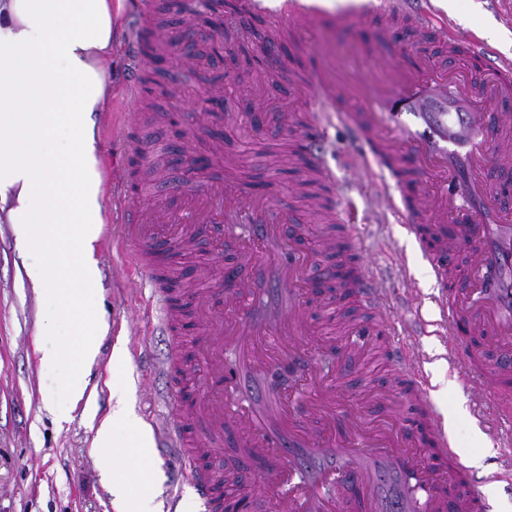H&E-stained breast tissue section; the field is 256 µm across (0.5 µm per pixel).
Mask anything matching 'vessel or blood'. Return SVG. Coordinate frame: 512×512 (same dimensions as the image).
Returning <instances> with one entry per match:
<instances>
[{
    "mask_svg": "<svg viewBox=\"0 0 512 512\" xmlns=\"http://www.w3.org/2000/svg\"><path fill=\"white\" fill-rule=\"evenodd\" d=\"M278 15L282 29L294 33L317 13L303 0H282ZM367 18L382 35L400 29L415 37L412 61L383 80L343 85L308 59L300 85L312 109L284 113L283 125L296 127L303 149L317 157L331 120H341L356 131L364 157L388 174L395 192L383 194V204L420 244L441 288L448 350L462 380L488 397L495 441L508 447L512 412L501 401L512 394V208L501 196L503 177L512 175V60L489 59L479 39L457 37L407 0H381L373 8L361 2L336 23ZM438 38L449 56H468L472 68L456 75L433 61L422 46ZM119 210L116 246L130 249L146 275L162 326L174 329L182 304L200 309L198 349L214 384L204 401L180 408L164 433L204 512H223L215 489L237 479L201 462L203 453L223 445L261 461L255 487L278 512H333L323 494L330 484L356 488L354 512H486L484 483L454 452L419 362L394 341L391 307L368 262L346 264L342 287L372 320L345 322L343 332L356 336L369 324L390 337L383 358L394 372L391 410L415 408L395 434L369 430L362 419L337 427L336 390L318 381L305 342L302 272L313 258L282 240L289 216L270 197L227 179L177 195L162 190L142 206L123 196ZM241 224L249 230L220 276L227 289H169L174 272L162 261L165 245L175 241L189 250L204 237L218 250L224 232ZM459 255L467 258L460 271L451 263ZM284 360L295 384L286 393L269 390L265 379ZM305 394L314 401L310 419L290 411Z\"/></svg>",
    "mask_w": 512,
    "mask_h": 512,
    "instance_id": "b4317fda",
    "label": "vessel or blood"
}]
</instances>
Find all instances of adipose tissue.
Instances as JSON below:
<instances>
[{"label":"adipose tissue","mask_w":512,"mask_h":512,"mask_svg":"<svg viewBox=\"0 0 512 512\" xmlns=\"http://www.w3.org/2000/svg\"><path fill=\"white\" fill-rule=\"evenodd\" d=\"M128 0H0V213L22 242L40 253L26 274L45 304L40 334L45 368H64L65 387L82 399L85 368L98 354L102 325L90 306L95 270L83 257L101 222L102 178L94 114L112 99V41ZM82 260L80 283L59 255ZM69 338L58 336L61 321ZM112 413L98 427L102 477L117 502L144 480L151 435L129 408L127 390L112 388ZM133 434L137 468L117 464L112 434Z\"/></svg>","instance_id":"adipose-tissue-1"}]
</instances>
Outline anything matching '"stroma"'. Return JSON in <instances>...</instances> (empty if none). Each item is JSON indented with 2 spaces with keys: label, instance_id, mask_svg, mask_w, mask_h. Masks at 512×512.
I'll return each mask as SVG.
<instances>
[{
  "label": "stroma",
  "instance_id": "obj_1",
  "mask_svg": "<svg viewBox=\"0 0 512 512\" xmlns=\"http://www.w3.org/2000/svg\"><path fill=\"white\" fill-rule=\"evenodd\" d=\"M262 2L253 18L234 25L225 12L197 2L186 10L178 0H143L151 17L150 36L164 44L165 52L139 72L127 50L133 14L123 16L112 49L110 110L96 118L103 222L85 257L98 271L92 300L107 328L87 368L88 399L73 400L62 372L40 362L43 302L24 274L25 264L37 256L25 251L12 225L0 220V512H117L93 447L96 427L112 412L113 382L125 384L130 407L154 432L178 403L162 363L175 351L184 364L198 360L190 330L171 335L158 320L147 318L149 287L134 275L127 254L113 246L114 201L122 192L157 185L177 190L233 174L248 189L267 192L284 206L295 219L292 231L316 224V217L289 192L303 166L298 139L260 133L264 121L255 118L248 99L265 94L289 111H301L304 102L288 85L290 73L302 66L300 47L320 60L342 51L356 75L367 78L384 67L385 43L370 23L336 27V13L356 0H311L319 17L304 24L296 39L279 33L280 0ZM440 15L459 37L477 36L495 54L512 58V0H459L456 11L444 9ZM139 76L147 82L133 100L127 88ZM201 86L214 99L197 107L193 92ZM181 155L197 159L199 172L187 174L177 161ZM322 160L335 176L339 201L354 210L357 247L385 281L397 339L419 355L452 447L460 461L479 459L475 475L497 473V480L485 486L488 512H512V476L500 474L512 450L494 443L486 408L463 387L448 357L447 339L437 333L438 290L430 267L412 236L381 204L378 167L360 156L353 137L339 125L326 131ZM166 254L177 265L180 283L188 286L200 275L199 258H211V274L220 273L235 256V238L225 235L224 250L216 257L203 239L194 252L170 248ZM118 347L126 363L116 370L112 354ZM374 347V340H367L355 356L349 337L340 336L334 350L312 349L313 364L342 386L341 413L384 394L387 378ZM150 465L153 503L167 507L177 489L182 512H202L193 489L182 484L174 448L154 441Z\"/></svg>",
  "mask_w": 512,
  "mask_h": 512
}]
</instances>
